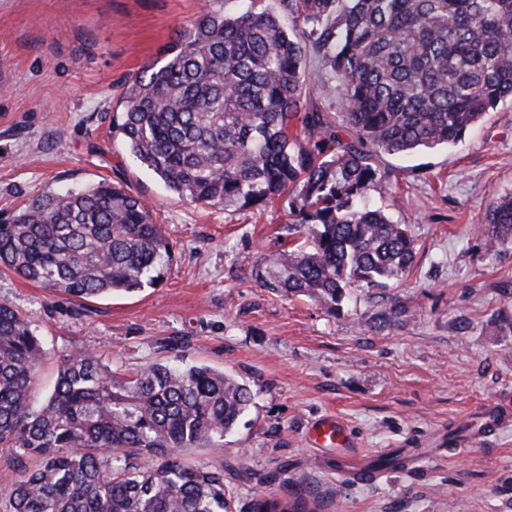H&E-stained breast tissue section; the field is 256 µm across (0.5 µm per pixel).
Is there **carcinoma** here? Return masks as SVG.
<instances>
[{"label": "carcinoma", "instance_id": "obj_1", "mask_svg": "<svg viewBox=\"0 0 512 512\" xmlns=\"http://www.w3.org/2000/svg\"><path fill=\"white\" fill-rule=\"evenodd\" d=\"M162 55L125 83L113 136L185 201L289 196L304 243L252 276L334 313L357 288L402 280L415 259L407 227L369 201L378 154L448 147L512 102V0H250L232 15L203 0ZM338 87L348 141L310 97ZM485 223L490 244L512 241V195ZM171 250L146 203L106 179L45 191L0 223L1 270L77 299L155 285ZM44 358L31 321L0 302V449L15 460L5 512H233L224 470L181 457L238 428L253 400L245 384L197 365L127 376L83 350L39 398ZM251 512L320 504L294 483Z\"/></svg>", "mask_w": 512, "mask_h": 512}]
</instances>
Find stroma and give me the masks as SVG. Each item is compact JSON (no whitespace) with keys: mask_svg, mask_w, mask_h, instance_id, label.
I'll return each mask as SVG.
<instances>
[{"mask_svg":"<svg viewBox=\"0 0 512 512\" xmlns=\"http://www.w3.org/2000/svg\"><path fill=\"white\" fill-rule=\"evenodd\" d=\"M202 0H0V212L47 191L106 179L146 200L173 242L164 278L86 301L0 274V302L26 314L47 357L80 349L131 375L153 362L206 365L246 383L253 404L217 447L183 458L224 470L233 512L313 488L322 512H512V423L467 445L494 402L512 398V243L488 248L484 215L512 194V106L454 146L381 155L371 194L415 239L408 275L356 291L341 312L260 287L255 264L288 247V200L247 209L179 199L112 137L125 81L169 44ZM403 314L382 325L379 315ZM341 419L358 464L412 448L402 471L363 486L336 451L307 440Z\"/></svg>","mask_w":512,"mask_h":512,"instance_id":"obj_1","label":"stroma"}]
</instances>
